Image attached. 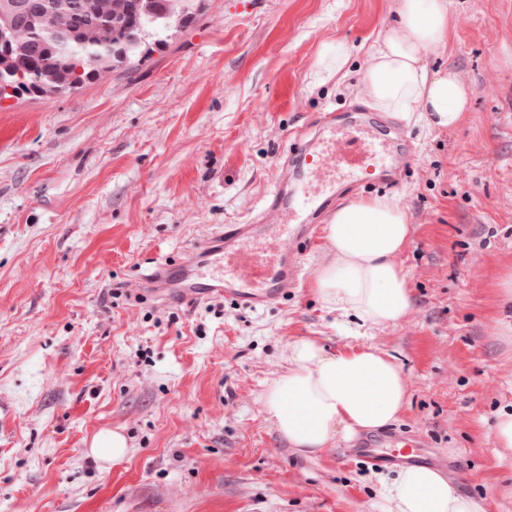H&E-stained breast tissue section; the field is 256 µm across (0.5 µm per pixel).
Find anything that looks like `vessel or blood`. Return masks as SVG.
I'll list each match as a JSON object with an SVG mask.
<instances>
[{
    "instance_id": "vessel-or-blood-1",
    "label": "vessel or blood",
    "mask_w": 512,
    "mask_h": 512,
    "mask_svg": "<svg viewBox=\"0 0 512 512\" xmlns=\"http://www.w3.org/2000/svg\"><path fill=\"white\" fill-rule=\"evenodd\" d=\"M320 125L318 145L299 140L291 144L287 156L298 159L299 165L282 172L276 190L267 198L268 207L282 217L278 232L288 245L285 256L267 260L254 253L253 246L266 234L267 225L228 224L223 231L197 241L178 263L158 264L147 284L162 278L177 285L181 297L201 300L221 296L254 309L279 302L296 287L304 249L336 201L335 193L313 188L312 181L332 173L329 160L342 129L328 117ZM350 137L360 149L344 165L352 186L359 187L367 172L387 167L381 151L392 146L393 138L390 129L372 114L365 115ZM354 453L375 468L387 469L419 461L421 445L404 436L386 435L360 443Z\"/></svg>"
}]
</instances>
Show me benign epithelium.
<instances>
[{"mask_svg":"<svg viewBox=\"0 0 512 512\" xmlns=\"http://www.w3.org/2000/svg\"><path fill=\"white\" fill-rule=\"evenodd\" d=\"M183 12L181 0H0V71L33 55L35 32L44 29L49 36L43 49L54 64L41 71L36 90L67 91L78 85L79 73L96 76L114 69L120 59L114 37L132 18H173ZM72 46L92 53L77 59Z\"/></svg>","mask_w":512,"mask_h":512,"instance_id":"7a95c632","label":"benign epithelium"}]
</instances>
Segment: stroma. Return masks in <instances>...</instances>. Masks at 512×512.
Wrapping results in <instances>:
<instances>
[{
	"label": "stroma",
	"instance_id": "stroma-1",
	"mask_svg": "<svg viewBox=\"0 0 512 512\" xmlns=\"http://www.w3.org/2000/svg\"><path fill=\"white\" fill-rule=\"evenodd\" d=\"M395 0H203L194 23L129 73L63 94L0 102V512H380L392 470L292 448L264 409L308 337L335 352L392 355L408 400L393 428L461 462L447 479L483 512H512V0H448L456 31L429 56L471 88L451 131L400 127L390 183L411 234L398 261L414 305L360 327L314 293L328 243L307 247L300 285L257 310L223 298L164 302L133 284L203 235L246 223L274 191L281 156L315 119L352 127L369 47ZM352 49L347 76L318 66ZM127 439L104 463L100 431ZM352 55L351 47L344 41L336 40L334 43L326 44L319 54V64L325 71L336 73L342 71Z\"/></svg>",
	"mask_w": 512,
	"mask_h": 512
}]
</instances>
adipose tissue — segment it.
<instances>
[{
  "mask_svg": "<svg viewBox=\"0 0 512 512\" xmlns=\"http://www.w3.org/2000/svg\"><path fill=\"white\" fill-rule=\"evenodd\" d=\"M396 18L374 45L360 92L376 110L406 126L451 130L467 119L470 88L453 68L430 69L427 58L448 45V0H397ZM410 235L407 212L390 195L355 198L331 216L330 257L313 288L330 309L363 326H387L413 304L398 262ZM403 372L370 346L329 352L302 337L288 346V368L270 384L265 410L291 447L320 453L337 434L376 430L406 405ZM381 512H482L437 471L409 466L386 488Z\"/></svg>",
  "mask_w": 512,
  "mask_h": 512,
  "instance_id": "obj_1",
  "label": "adipose tissue"
}]
</instances>
